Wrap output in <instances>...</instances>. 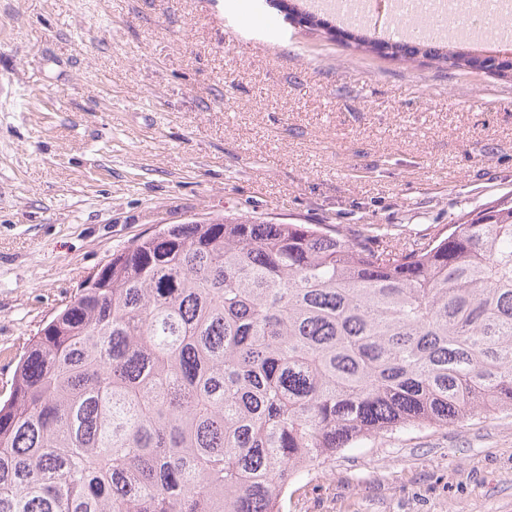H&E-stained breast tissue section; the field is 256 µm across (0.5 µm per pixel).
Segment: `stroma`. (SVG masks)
<instances>
[{"label":"stroma","mask_w":512,"mask_h":512,"mask_svg":"<svg viewBox=\"0 0 512 512\" xmlns=\"http://www.w3.org/2000/svg\"><path fill=\"white\" fill-rule=\"evenodd\" d=\"M279 0H0V399L114 253L209 216L401 226L512 199V78L368 54ZM280 512H512V411L377 436Z\"/></svg>","instance_id":"1"}]
</instances>
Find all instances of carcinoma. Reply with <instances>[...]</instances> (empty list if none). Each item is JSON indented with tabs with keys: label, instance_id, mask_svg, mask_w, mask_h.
<instances>
[{
	"label": "carcinoma",
	"instance_id": "1",
	"mask_svg": "<svg viewBox=\"0 0 512 512\" xmlns=\"http://www.w3.org/2000/svg\"><path fill=\"white\" fill-rule=\"evenodd\" d=\"M432 37L367 42L462 71ZM512 410V205L429 238L228 220L112 255L0 402V512H279L311 464Z\"/></svg>",
	"mask_w": 512,
	"mask_h": 512
}]
</instances>
